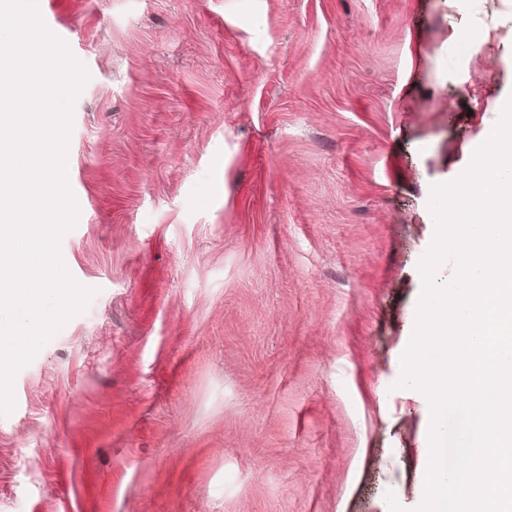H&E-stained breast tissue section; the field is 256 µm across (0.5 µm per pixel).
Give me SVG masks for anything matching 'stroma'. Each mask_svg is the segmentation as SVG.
I'll list each match as a JSON object with an SVG mask.
<instances>
[{"label":"stroma","instance_id":"35a3bbf8","mask_svg":"<svg viewBox=\"0 0 512 512\" xmlns=\"http://www.w3.org/2000/svg\"><path fill=\"white\" fill-rule=\"evenodd\" d=\"M81 62L61 259L0 512H416L400 386L456 180L512 96V0H36Z\"/></svg>","mask_w":512,"mask_h":512}]
</instances>
